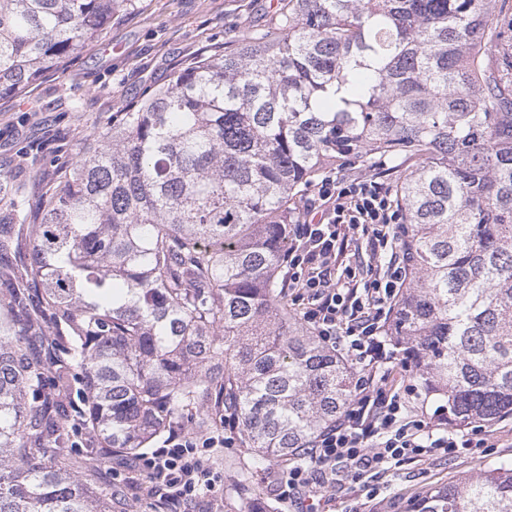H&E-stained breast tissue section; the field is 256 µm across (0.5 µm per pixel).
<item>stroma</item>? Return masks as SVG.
<instances>
[{
    "mask_svg": "<svg viewBox=\"0 0 512 512\" xmlns=\"http://www.w3.org/2000/svg\"><path fill=\"white\" fill-rule=\"evenodd\" d=\"M279 6L280 0H132L113 10L98 42L36 81L25 95L0 105V179L11 189L0 209L37 201L41 186L33 179L35 171L74 157L93 128L147 89L167 85L181 66L265 28ZM494 427L498 446L493 454L399 463L379 481L375 500L351 484L330 495V512H406L427 488L460 482L488 462L511 461L512 422L498 421ZM63 453L96 460L91 485L111 491V512H151L148 501L123 500L119 460L98 442L87 441L84 430L72 431ZM281 467L279 461L266 462L245 492L224 496L223 512H293L271 494Z\"/></svg>",
    "mask_w": 512,
    "mask_h": 512,
    "instance_id": "35a3bbf8",
    "label": "stroma"
}]
</instances>
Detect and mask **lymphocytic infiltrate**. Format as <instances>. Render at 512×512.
Masks as SVG:
<instances>
[{
    "label": "lymphocytic infiltrate",
    "mask_w": 512,
    "mask_h": 512,
    "mask_svg": "<svg viewBox=\"0 0 512 512\" xmlns=\"http://www.w3.org/2000/svg\"><path fill=\"white\" fill-rule=\"evenodd\" d=\"M288 270L282 286L300 302L299 315L327 345L358 367L355 391L336 423L308 448L307 461L289 466L280 478L278 502L294 499L311 473L335 486L385 475L392 462L426 463L490 450L482 425L447 430L448 408L430 406L418 387L394 378L398 347L386 334L397 298L412 270L404 241L403 216L393 186L383 173L329 174L313 183L288 227ZM365 246L370 263L352 268L351 248ZM225 434L169 436L163 448L126 461V488L134 500L150 501L155 512L185 504L218 512L217 487L224 475L213 461L231 445L233 417Z\"/></svg>",
    "instance_id": "f902f5d3"
}]
</instances>
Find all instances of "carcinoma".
<instances>
[{
	"mask_svg": "<svg viewBox=\"0 0 512 512\" xmlns=\"http://www.w3.org/2000/svg\"><path fill=\"white\" fill-rule=\"evenodd\" d=\"M129 0H0V102L95 41ZM496 0H281L275 23L175 71L96 127L33 207L0 215V512H111L56 455L76 425L133 456L233 413L258 465L301 459L345 411L351 364L278 283L301 192L348 157L402 168L413 272L388 332L448 418L512 415V65ZM29 241L16 264L1 259ZM75 414L61 398L72 384ZM409 512H512V462Z\"/></svg>",
	"mask_w": 512,
	"mask_h": 512,
	"instance_id": "cac0c4a2",
	"label": "carcinoma"
}]
</instances>
